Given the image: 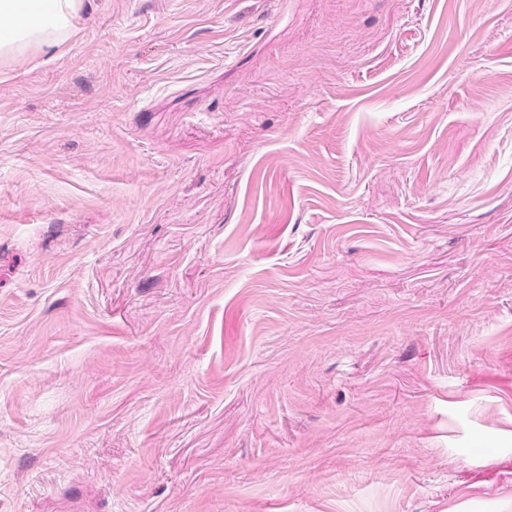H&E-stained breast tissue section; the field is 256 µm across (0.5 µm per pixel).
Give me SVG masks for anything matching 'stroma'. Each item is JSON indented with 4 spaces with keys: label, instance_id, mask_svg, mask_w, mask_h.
<instances>
[{
    "label": "stroma",
    "instance_id": "35a3bbf8",
    "mask_svg": "<svg viewBox=\"0 0 512 512\" xmlns=\"http://www.w3.org/2000/svg\"><path fill=\"white\" fill-rule=\"evenodd\" d=\"M0 66V512L512 497V0H86Z\"/></svg>",
    "mask_w": 512,
    "mask_h": 512
}]
</instances>
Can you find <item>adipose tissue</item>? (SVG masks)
Returning <instances> with one entry per match:
<instances>
[{
  "instance_id": "adipose-tissue-1",
  "label": "adipose tissue",
  "mask_w": 512,
  "mask_h": 512,
  "mask_svg": "<svg viewBox=\"0 0 512 512\" xmlns=\"http://www.w3.org/2000/svg\"><path fill=\"white\" fill-rule=\"evenodd\" d=\"M83 10L84 0H0V65L69 41Z\"/></svg>"
}]
</instances>
